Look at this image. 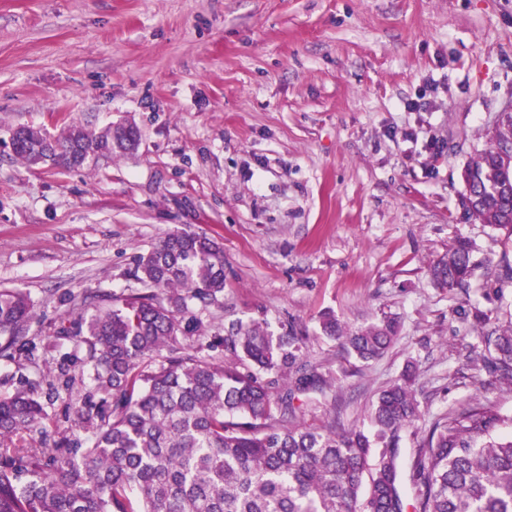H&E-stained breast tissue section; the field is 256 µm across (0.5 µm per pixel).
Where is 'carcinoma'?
<instances>
[{"label": "carcinoma", "instance_id": "1", "mask_svg": "<svg viewBox=\"0 0 512 512\" xmlns=\"http://www.w3.org/2000/svg\"><path fill=\"white\" fill-rule=\"evenodd\" d=\"M486 148L464 168L463 217L512 237V115L484 129ZM132 123L95 131L72 120L58 135L19 126L14 156L31 165L79 168L137 147ZM474 246L455 240L429 266L452 293L477 269ZM145 292L124 297L86 291L67 312L65 336L79 338L55 369L0 397V512H512V415L477 402L450 411L421 434L414 362L381 388L370 429L338 431L336 417L298 423L304 406L331 389L310 364L306 337L279 335L264 322H232L195 345L201 322L190 310L224 292V251L190 230L167 234L136 259ZM32 305L0 290V359L37 349L28 336ZM323 335L362 362L398 338L396 317L347 329L319 318ZM483 366L512 384V324L482 337ZM62 401L52 435L26 436L47 419L44 401ZM416 440L410 498L399 450Z\"/></svg>", "mask_w": 512, "mask_h": 512}]
</instances>
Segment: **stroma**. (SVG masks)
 I'll return each instance as SVG.
<instances>
[{"mask_svg": "<svg viewBox=\"0 0 512 512\" xmlns=\"http://www.w3.org/2000/svg\"><path fill=\"white\" fill-rule=\"evenodd\" d=\"M512 100V0H0V289L28 294L35 361L0 359V397L55 367L71 295L139 292L134 259L190 228L224 248L208 332L290 324L334 379L303 421L366 422L418 362L422 428L512 386L468 355L512 322V239L460 219L461 171ZM131 121L133 154L31 166L12 128ZM471 240L484 268L448 294L430 264ZM333 311L401 331L362 363L323 337Z\"/></svg>", "mask_w": 512, "mask_h": 512, "instance_id": "1", "label": "stroma"}]
</instances>
